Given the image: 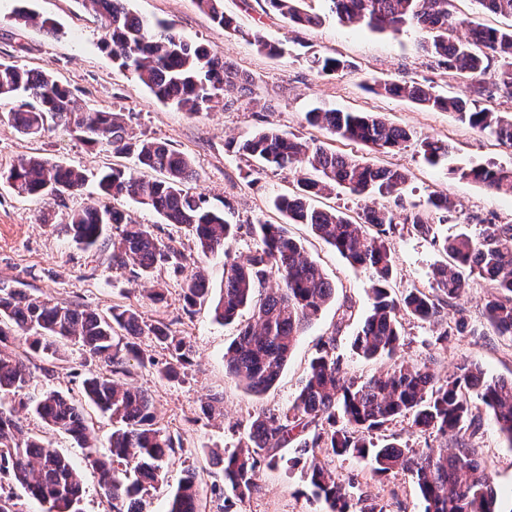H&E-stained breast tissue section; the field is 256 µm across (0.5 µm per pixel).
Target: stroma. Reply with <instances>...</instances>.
I'll list each match as a JSON object with an SVG mask.
<instances>
[{"label":"stroma","instance_id":"35a3bbf8","mask_svg":"<svg viewBox=\"0 0 512 512\" xmlns=\"http://www.w3.org/2000/svg\"><path fill=\"white\" fill-rule=\"evenodd\" d=\"M134 14L174 23L190 42H201L223 54L240 70L258 81L255 97L230 91V105L188 116L158 100L129 71L119 69L111 55L100 46L103 32L88 0H0V60L27 68H46L66 85L79 104L92 109L127 113L134 131L168 142L187 153L197 179L194 191L220 207L230 204L238 226L231 245L232 256L244 258L258 245L253 232L257 219L278 224L281 216L273 210L272 199L292 191V174L261 169L254 162L229 150L227 143L261 127H271L304 139L332 141L323 129L310 126L305 115L316 107L354 112H372L413 132L408 147L382 154L348 141H334L336 149L361 160L396 167L408 175L398 196L369 198L362 202L348 193L316 198L317 206L333 207L356 215L363 205L379 208L425 203L429 195H448L453 207L444 221L435 222L438 236L451 237L461 231L481 232L482 220L498 224L512 222V196L487 191L483 187L449 175V168L488 160L512 168V148L499 145L450 112L421 108L409 101L393 99L370 91L373 79L416 81L449 96H469V79L439 67L418 50L420 30L407 28L397 34L378 33L365 27L348 28L328 14L324 0L313 7L323 13L320 26L295 31L277 14L266 11L264 0H224L226 13L236 17L241 27L261 30L271 41L283 43L279 57L259 53L236 36L224 32L196 6L195 0H126ZM27 9L51 18L60 29L57 38L47 37L34 24L14 20L18 9ZM316 54H333L345 61L344 70L324 76L313 69L309 59ZM11 101L0 102V170L18 158L38 152L54 162L83 169L87 184L82 193L64 201L18 196L0 180V282L22 288L32 297L54 303H72L99 311L113 305L139 310L145 321L169 324L174 335L184 338L189 361L180 368L177 380L167 379L162 369L169 353L154 339L138 342L140 358L132 362L126 383L146 392L154 405L158 422L174 439L175 451L165 477L155 489L140 495L142 512H166L172 491L186 470L198 472L205 483L221 481L222 463L214 449L227 452L244 446L247 428L260 413L287 412L305 377L319 345L335 338V355L346 378H366L387 368L386 360H367L355 354L351 341L370 308L368 269L351 266L334 248L316 237L307 225L290 224L286 231L298 240L306 254L318 262L336 288L322 314L299 336L296 347L275 384L262 395L245 390L224 370V352L237 337L240 327L252 320L250 309H242L236 322L214 321L211 302L217 301L223 286L224 258H199L194 240L185 228L164 223L154 211L123 199L119 208L142 224L153 225L156 234L171 242L187 258L186 273L203 271L209 281L208 304L188 314L182 309L181 288L185 275L162 269L155 281L165 289L166 300L153 304L145 296L148 281L134 279L126 268L110 265L106 254L86 251L66 233L74 211L98 198L96 177L107 167L121 164L110 147L87 148L60 128L30 138L19 134L7 121ZM433 137L453 144L447 165H427L417 146L419 139ZM395 263L391 286L395 294L419 289L431 291V271L444 256L430 239L407 231L394 238ZM490 291L483 280L471 283L466 294L445 307L442 319L455 324L466 319L470 332L451 334L437 343V328L410 316L402 319L399 357L428 363L439 376L456 372L464 362L481 364L487 376L512 378V339L499 336L482 315L481 301ZM20 356L30 357L29 390L1 394L0 407L12 410L22 431L39 435L53 448L67 455L83 472L84 496L81 512H109L97 475L84 468V451L68 435L55 432L28 407L30 391L55 388L75 402L84 400L83 380L92 372L105 371L100 360L77 346L64 347L60 358L30 355L24 338L14 345ZM223 400V413L209 416L203 410L207 397ZM480 425L470 438L475 455L498 492L500 512H512V443L499 432L491 411L478 407ZM319 458L345 484H353L356 494L383 506L384 512H423L424 504L411 478L400 474L374 475L362 460L332 455L321 449ZM260 489L245 499L211 494L207 512L229 502L228 512H328L314 498L311 487L297 470L285 467L261 468Z\"/></svg>","mask_w":512,"mask_h":512}]
</instances>
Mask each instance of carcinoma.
Listing matches in <instances>:
<instances>
[{
	"mask_svg": "<svg viewBox=\"0 0 512 512\" xmlns=\"http://www.w3.org/2000/svg\"><path fill=\"white\" fill-rule=\"evenodd\" d=\"M267 8L299 28L315 27L322 16L305 9L306 0H264ZM330 11L346 26L398 33L406 26L426 33L420 51L439 66L471 79L470 98L442 95L415 81L376 79L371 90L427 109L452 112L458 121L512 147V114L482 105L495 96L512 100V25L479 24L456 15L451 0H328ZM487 12L512 18V0H476ZM104 33L102 48L119 66L131 71L158 99L196 115L223 101L237 89L255 93V80L223 55L191 44L173 25L135 16L126 0H91ZM213 22L272 57L282 54L257 30L242 29L224 12V0H196ZM321 74L346 67L333 55L314 58ZM20 99L8 112L15 130L34 138L61 127L84 144H105L113 154L129 156L135 167H112L99 174V195L131 199L155 211L165 223L179 224L195 240L204 257L224 255V289L214 306L216 321L229 324L244 307L254 322L244 326L224 355L227 372L245 387L261 393L278 379L298 336L318 318L335 287L302 245L279 224L259 219L254 231L259 245L244 261L230 258L235 236L232 212L206 205L190 183L195 179L191 157L158 139L136 136L124 114L79 105L71 92L48 71L27 69L0 60V100ZM312 126L343 140L389 152L413 140V134L366 112L314 109L306 114ZM227 147L260 164L261 169L289 170L296 190L276 197L273 206L287 224H306L351 265L372 271L371 310L353 337L352 350L365 359H391L398 351L401 318L436 322L441 309L459 299L470 278H481L494 291L483 299V312L498 335L512 338V223L487 224L477 235L461 232L443 240L434 232L432 213L450 211L444 194H431L422 208L376 210L365 207L351 217L334 208H319L314 198L338 188L358 197L391 196L408 181L406 172L370 164L323 144L309 143L276 129H261ZM425 161L436 166L448 159L452 145L433 138L420 140ZM150 170L161 174L147 178ZM449 174L494 193L512 194V168L493 162L456 167ZM20 196L61 199L83 190L82 170L52 163L38 155L20 158L0 174ZM431 239L448 262L434 267V291L418 289L398 298L391 292L397 227ZM119 233L109 234L111 228ZM73 242L86 250L110 253L116 266L133 261L135 277L148 279L158 268L184 271L185 255L155 235L153 225L138 224L107 204H90L71 215L66 225ZM208 282L200 272L185 279L183 309L191 314L208 301ZM25 334L31 351L47 353L59 345H78L112 367L111 374H93L84 382L87 403L124 424L112 432L109 455L89 441L90 425L83 406L60 391L46 389L30 398L35 413L51 428L83 443L85 464L99 473L112 512H131L134 496L148 491L162 477L174 452L171 434L156 420L150 397L114 379L137 357L136 339L152 337L168 350L164 374L178 375L188 348L169 325L148 324L131 308L115 305L106 314L73 304L38 300L19 288L0 286V393L29 387L30 371L12 348L11 339ZM335 338L323 342L288 413L261 414L252 420L247 445L224 456V487L242 500L258 490L261 465L278 463L274 451L296 440L299 467L329 512H384L336 480L318 459V450L365 460L373 474L403 473L417 485L424 512H499L497 492L475 458L469 433L479 426L470 393L493 411L498 429L512 443V379L489 378L469 361L440 380L426 365L400 363L362 381L345 379L334 356ZM411 416L421 433L449 438L435 452L424 453L400 443L379 445L370 433L398 416ZM129 468L118 471L112 458ZM8 474L32 498L49 505L47 512H81L82 477L71 461L40 439L23 437L12 413L0 409V474ZM202 478L187 470L178 482L168 512H205Z\"/></svg>",
	"mask_w": 512,
	"mask_h": 512,
	"instance_id": "obj_1",
	"label": "carcinoma"
}]
</instances>
